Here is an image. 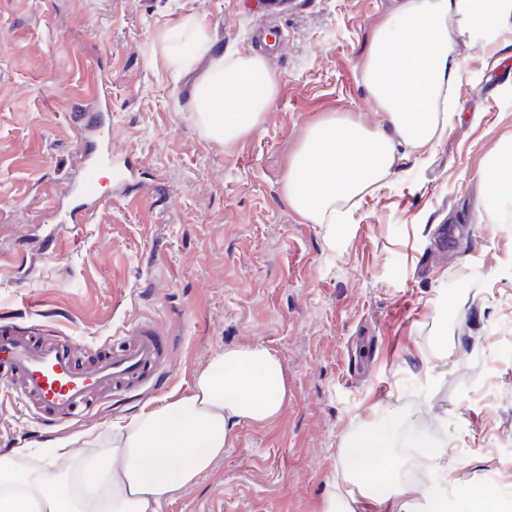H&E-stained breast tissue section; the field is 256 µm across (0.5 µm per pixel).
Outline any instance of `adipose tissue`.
<instances>
[{"instance_id": "1", "label": "adipose tissue", "mask_w": 512, "mask_h": 512, "mask_svg": "<svg viewBox=\"0 0 512 512\" xmlns=\"http://www.w3.org/2000/svg\"><path fill=\"white\" fill-rule=\"evenodd\" d=\"M512 18V0H395L374 32L362 80L385 123L369 128L348 117L312 125L284 177L289 207L312 224H333L343 207H357L392 175L399 147L421 149L448 128V97L466 66L453 53L454 29L495 32ZM173 44L165 32V61L177 72L210 58L193 86V118L204 135L231 146L262 123L278 93V79L256 52H214L204 18L179 25ZM481 200L492 210L512 203V142L499 145L483 171ZM287 400L282 361L255 345L213 354L188 392L173 393L131 419L109 422L84 436L81 449L61 440L55 454L33 459L28 446L0 453V512H159L163 502L212 470L242 423H264ZM345 494L326 512H358L381 505L401 486L397 512H500L496 502L460 487L455 503L433 489L400 485L391 433L367 426L346 436L339 450Z\"/></svg>"}]
</instances>
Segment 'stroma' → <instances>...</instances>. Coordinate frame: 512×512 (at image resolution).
Here are the masks:
<instances>
[{"label": "stroma", "instance_id": "1", "mask_svg": "<svg viewBox=\"0 0 512 512\" xmlns=\"http://www.w3.org/2000/svg\"><path fill=\"white\" fill-rule=\"evenodd\" d=\"M388 0H0V321L40 324L99 346L151 317L165 329L161 385L142 400L42 427L0 406V452L55 446L187 392L214 353L263 345L281 359L283 412L245 423L213 470L159 512H325L343 438L377 423L401 434L437 406L442 488L512 512V222L480 201L487 158L512 137V24L467 30L453 52L447 132L401 149L387 185L336 227L283 197L308 126L380 122L362 82ZM206 18L215 49L256 51L279 79L260 128L231 147L192 120V75L173 78L164 28ZM112 86L105 132L133 165L132 201L106 206L58 241L44 227L83 159L85 93ZM481 114L473 123V114ZM457 239L437 252L440 226ZM448 326L449 355L436 340Z\"/></svg>", "mask_w": 512, "mask_h": 512}]
</instances>
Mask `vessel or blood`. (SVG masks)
Masks as SVG:
<instances>
[{
    "label": "vessel or blood",
    "mask_w": 512,
    "mask_h": 512,
    "mask_svg": "<svg viewBox=\"0 0 512 512\" xmlns=\"http://www.w3.org/2000/svg\"><path fill=\"white\" fill-rule=\"evenodd\" d=\"M110 87L91 90L84 126L92 144L80 176L64 189L70 199V224H87L111 204L100 190V174L113 166L116 186H124L126 169L112 163V149L103 136ZM169 345L153 321L135 322L104 346L93 348L89 362L79 361L70 337L44 335L37 325H0V396L29 410L37 420L67 424L95 409L100 396L123 397L145 391L164 367Z\"/></svg>",
    "instance_id": "vessel-or-blood-1"
}]
</instances>
